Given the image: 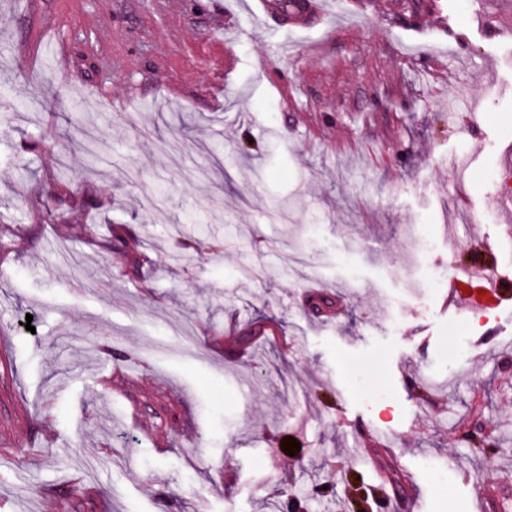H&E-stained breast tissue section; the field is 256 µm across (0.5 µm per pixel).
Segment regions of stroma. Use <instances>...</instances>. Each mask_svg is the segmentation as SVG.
<instances>
[{
	"label": "stroma",
	"mask_w": 512,
	"mask_h": 512,
	"mask_svg": "<svg viewBox=\"0 0 512 512\" xmlns=\"http://www.w3.org/2000/svg\"><path fill=\"white\" fill-rule=\"evenodd\" d=\"M324 2L287 34L251 0H0V512L512 502V300L427 286L512 277V0ZM76 198L106 204L72 224ZM119 226L151 268L87 246ZM178 227L203 258L169 261ZM251 322L280 333L244 353Z\"/></svg>",
	"instance_id": "obj_1"
}]
</instances>
